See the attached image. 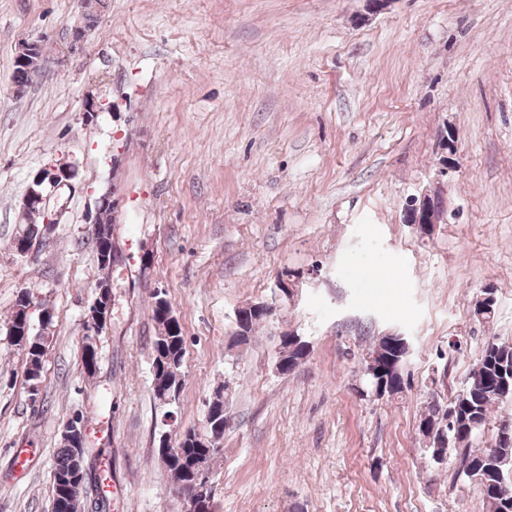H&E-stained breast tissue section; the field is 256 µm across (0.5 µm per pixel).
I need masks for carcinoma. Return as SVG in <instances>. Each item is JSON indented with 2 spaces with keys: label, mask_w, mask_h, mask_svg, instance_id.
<instances>
[{
  "label": "carcinoma",
  "mask_w": 512,
  "mask_h": 512,
  "mask_svg": "<svg viewBox=\"0 0 512 512\" xmlns=\"http://www.w3.org/2000/svg\"><path fill=\"white\" fill-rule=\"evenodd\" d=\"M169 304L165 293L160 292L151 301L152 317L159 326L153 340L152 386L157 399H162L169 389L181 390L185 354L184 338L178 321H168L162 316L163 306ZM29 306L27 291L19 293L11 317L10 327L14 339L24 343L26 355V377L30 387H35L41 377L42 360L45 355V336L32 332L26 310ZM259 310H254V307ZM241 308L246 317L236 322L237 331L232 336V345L239 346L250 340L256 327L267 320L272 307L260 303ZM96 337L85 334L81 348L82 368L97 367ZM309 354L308 343L300 336L286 333L280 336L277 370L287 373L303 363ZM405 348L395 336L385 335L377 339L369 352L362 356L364 376L369 385L377 382V375L370 373L369 362H384L391 383L387 394L402 390V367ZM512 401V343L492 341L485 345L478 363L472 369L468 382V395H457L448 403L432 398L427 414L420 421L423 436L429 439L433 457H443L448 447L461 451V465H473L474 476L481 486L486 512H512V498H501L493 493L500 483V476L508 470L506 460H512V443H502L501 433L507 427L497 428L494 441L485 448H473V438L485 431L491 420V412L503 402ZM224 395L216 392L208 404L205 422L209 424L215 438L224 437ZM218 449L207 438L193 430H187L180 450L170 454L159 451L174 483L189 495L197 474L208 468ZM88 478L80 470L71 442L62 438V448L57 452L52 471V512H79Z\"/></svg>",
  "instance_id": "1"
}]
</instances>
